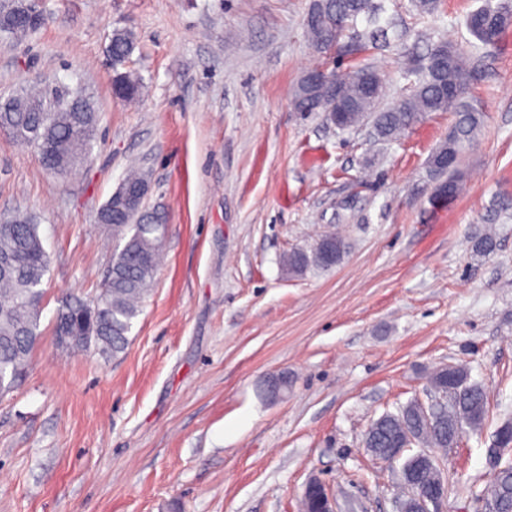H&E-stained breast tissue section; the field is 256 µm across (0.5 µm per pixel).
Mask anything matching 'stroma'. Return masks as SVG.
I'll return each instance as SVG.
<instances>
[{"instance_id":"1","label":"stroma","mask_w":512,"mask_h":512,"mask_svg":"<svg viewBox=\"0 0 512 512\" xmlns=\"http://www.w3.org/2000/svg\"><path fill=\"white\" fill-rule=\"evenodd\" d=\"M482 3L444 0L425 18L387 4L477 74L484 126L460 194L436 207L425 165L453 113L373 146L369 127L293 111L298 80L323 63L310 0H37L42 26L0 38V97L77 76L99 116L90 162L64 177L0 133V212L36 215L49 256L41 342L0 395V512H299L314 477L338 512H395L399 467L364 435L425 397L444 363L466 366L490 403L482 431L436 455L453 481L444 512H481L486 453L512 415V221L489 257L469 242L492 195L512 198V30L476 48L465 16ZM116 27L137 36L132 106L112 94ZM366 59L399 95L401 43ZM133 166L168 215L164 263L125 353L61 350L57 300L98 294L116 241L95 215ZM337 229L352 245L339 266L283 274L285 254ZM281 373L288 392L269 398Z\"/></svg>"}]
</instances>
